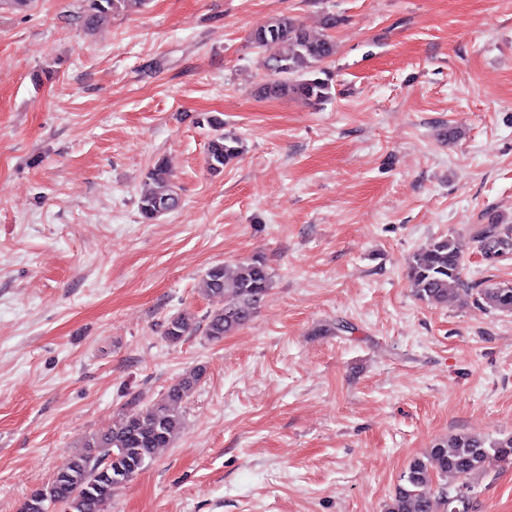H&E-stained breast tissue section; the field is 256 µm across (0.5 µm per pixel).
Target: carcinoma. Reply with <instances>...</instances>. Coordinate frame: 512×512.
Instances as JSON below:
<instances>
[{"label":"carcinoma","instance_id":"1","mask_svg":"<svg viewBox=\"0 0 512 512\" xmlns=\"http://www.w3.org/2000/svg\"><path fill=\"white\" fill-rule=\"evenodd\" d=\"M145 0H81L84 29L98 28L112 15L128 14ZM257 48L273 47L263 62L273 79L259 87L265 97H297L319 105L330 96L331 75L321 64L335 54L334 42L311 35L289 16L274 18L250 36ZM210 128L207 163L214 173L238 159L243 140L224 130L217 115L203 118ZM166 162L158 160L147 171L138 196L143 220L151 222L181 207L180 194L169 184ZM479 251L500 256L512 251V226L501 227L492 217L488 228L475 232ZM415 295L431 304H445L454 296L473 301L489 311L512 313V283H470L463 278V259L454 240L442 237L417 251L408 266ZM272 284L266 262L251 258L232 267L216 265L206 273L205 291L223 301L206 317L205 336L221 340L248 323L260 308ZM193 319L180 313L169 317L163 337L178 343L197 330ZM203 377L197 369L177 378L159 398L143 404L128 403L126 412L112 421V428L85 441L66 468L51 483L30 494L21 512H48L61 504L65 512H103L113 493L154 459L158 449L170 446L184 425V404ZM512 462V435L488 440L460 432L436 443L422 457L410 461L385 512H471L475 481L499 463ZM460 484L448 486V480Z\"/></svg>","mask_w":512,"mask_h":512}]
</instances>
